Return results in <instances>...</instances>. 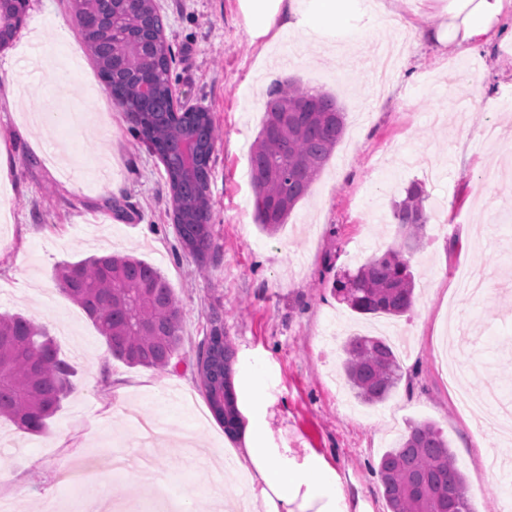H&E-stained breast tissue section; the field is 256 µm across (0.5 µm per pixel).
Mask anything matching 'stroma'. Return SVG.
Listing matches in <instances>:
<instances>
[{"mask_svg": "<svg viewBox=\"0 0 512 512\" xmlns=\"http://www.w3.org/2000/svg\"><path fill=\"white\" fill-rule=\"evenodd\" d=\"M175 62L180 108L202 106L220 131L209 180L213 245L199 260L179 244L163 163L134 137L105 92L78 35L68 0H30L0 72L37 49L52 63L0 83V315L44 326L74 368L72 389L44 435L0 419V500L11 512H66L67 484L94 482L111 512H161L155 488L188 496L206 512L217 461L239 447L214 419L196 361L212 329L231 342L233 369L262 363L273 448L314 453L333 467L350 512H389L378 462L411 425L434 423L466 476L474 512H503L512 484L484 468L489 446L512 460V440L488 444L478 421L444 385L443 349L477 363L472 394L497 385L512 401V40L448 54L415 40L405 19L432 26L436 11L409 16L392 0L364 44L323 52L307 32L252 41L238 0H155ZM400 47L390 87L378 92L371 67L381 46ZM86 119L68 126L48 111L60 74ZM336 96L345 134L310 195L273 233L256 224L248 175L267 92L286 78ZM63 146L82 167L109 164L105 184L75 182L49 157ZM421 183L443 209L411 258L415 298L403 316L352 312L333 280L398 245L394 200ZM132 253L168 279L182 316L177 368L131 367L105 352L91 320L59 289V265L103 252ZM387 337L402 378L382 403L347 386L341 362L348 336ZM54 503H47V494Z\"/></svg>", "mask_w": 512, "mask_h": 512, "instance_id": "stroma-1", "label": "stroma"}]
</instances>
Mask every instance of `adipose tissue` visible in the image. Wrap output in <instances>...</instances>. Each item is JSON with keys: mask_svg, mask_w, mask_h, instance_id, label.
<instances>
[{"mask_svg": "<svg viewBox=\"0 0 512 512\" xmlns=\"http://www.w3.org/2000/svg\"><path fill=\"white\" fill-rule=\"evenodd\" d=\"M244 23L255 40L275 27L341 34L362 44L356 17L372 13L371 0H238ZM441 21L434 27H412L413 37L462 53L488 43L512 17V0H443ZM237 378L243 400L251 407L244 445L232 452V468L247 478L245 512H337L336 471L320 456H296L288 448H269L262 400L265 371L251 365Z\"/></svg>", "mask_w": 512, "mask_h": 512, "instance_id": "obj_1", "label": "adipose tissue"}]
</instances>
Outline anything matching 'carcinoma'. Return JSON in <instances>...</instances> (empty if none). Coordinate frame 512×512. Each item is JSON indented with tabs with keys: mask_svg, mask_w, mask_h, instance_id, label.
Masks as SVG:
<instances>
[{
	"mask_svg": "<svg viewBox=\"0 0 512 512\" xmlns=\"http://www.w3.org/2000/svg\"><path fill=\"white\" fill-rule=\"evenodd\" d=\"M111 35L95 29L80 37L112 97L122 101L134 132L160 158L168 175L175 231L183 246L205 262L212 247L208 184L218 139L202 107L177 111L170 94L172 50L154 0H139L130 12L114 13ZM152 90L144 94L141 74ZM265 119L250 156L256 223L273 232L286 223L310 192L343 137L345 112L336 97L293 80L268 91ZM422 184L413 183L393 206L400 245L368 260L333 283L352 311L399 316L414 300V274L407 253L420 248L430 216ZM62 291L93 322L110 355L131 366L165 370L181 346V310L166 276L134 256L103 253L58 269ZM342 365L347 384L367 404L384 401L401 377L393 347L381 337L347 338ZM232 345L214 328L197 358L202 392L224 433L240 434L242 417L231 383ZM72 366L55 341L34 321L0 316V418L31 433H42L71 387ZM228 396L232 428L225 427L219 397ZM389 512H473L465 476L448 440L430 422L417 423L378 463Z\"/></svg>",
	"mask_w": 512,
	"mask_h": 512,
	"instance_id": "obj_1",
	"label": "carcinoma"
}]
</instances>
